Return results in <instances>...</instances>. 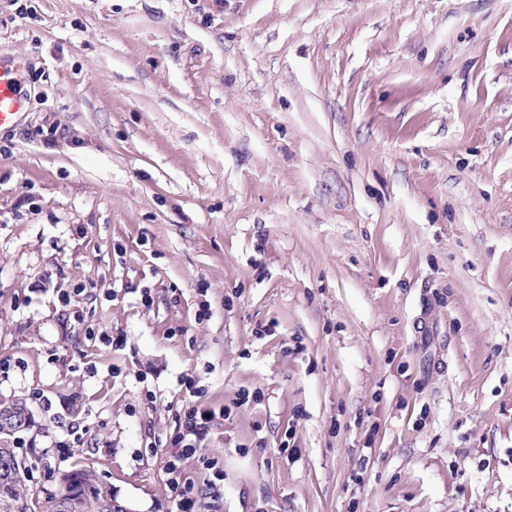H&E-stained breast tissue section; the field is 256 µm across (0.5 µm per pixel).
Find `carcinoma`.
Returning a JSON list of instances; mask_svg holds the SVG:
<instances>
[{
	"mask_svg": "<svg viewBox=\"0 0 512 512\" xmlns=\"http://www.w3.org/2000/svg\"><path fill=\"white\" fill-rule=\"evenodd\" d=\"M17 439V431L0 428V465L10 464L14 472L12 484L0 491V512H55L56 494H51L43 502L40 492L28 483L29 461L15 448ZM62 490L67 495L86 502L87 512H99L98 503L107 504L114 500L112 492L108 489L100 490L96 476L82 468L58 473L57 491Z\"/></svg>",
	"mask_w": 512,
	"mask_h": 512,
	"instance_id": "1",
	"label": "carcinoma"
}]
</instances>
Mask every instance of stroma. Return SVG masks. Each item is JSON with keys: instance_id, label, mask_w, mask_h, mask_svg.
Masks as SVG:
<instances>
[{"instance_id": "1", "label": "stroma", "mask_w": 512, "mask_h": 512, "mask_svg": "<svg viewBox=\"0 0 512 512\" xmlns=\"http://www.w3.org/2000/svg\"><path fill=\"white\" fill-rule=\"evenodd\" d=\"M0 58L32 485L173 512L190 374L200 512H512V0H0ZM22 76L18 69L0 62V127L14 123L24 106ZM193 376H184L181 386L185 388L188 397H197L199 389ZM188 393V394H187ZM185 400L181 417V427L172 440L171 445L176 448L166 461L171 490L174 493L175 512H199V492L195 491L194 484L183 478L181 464L184 459L198 457L208 470H212L217 481H224V470L217 466V461L206 459L202 441L208 435L216 419V412L197 405L193 400ZM210 415V418H207Z\"/></svg>"}]
</instances>
